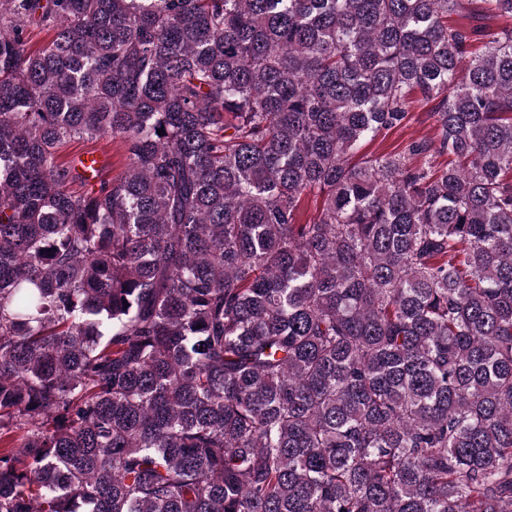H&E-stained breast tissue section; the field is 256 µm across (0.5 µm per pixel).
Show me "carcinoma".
Here are the masks:
<instances>
[{
  "label": "carcinoma",
  "mask_w": 512,
  "mask_h": 512,
  "mask_svg": "<svg viewBox=\"0 0 512 512\" xmlns=\"http://www.w3.org/2000/svg\"><path fill=\"white\" fill-rule=\"evenodd\" d=\"M481 2L476 50L463 0H0V512H512ZM415 92L436 138L356 157ZM86 149H96L104 156L103 172L107 174L106 178L118 179L124 176L128 169V159L122 145L111 138L68 142L60 148L58 159L60 162H70Z\"/></svg>",
  "instance_id": "cac0c4a2"
}]
</instances>
